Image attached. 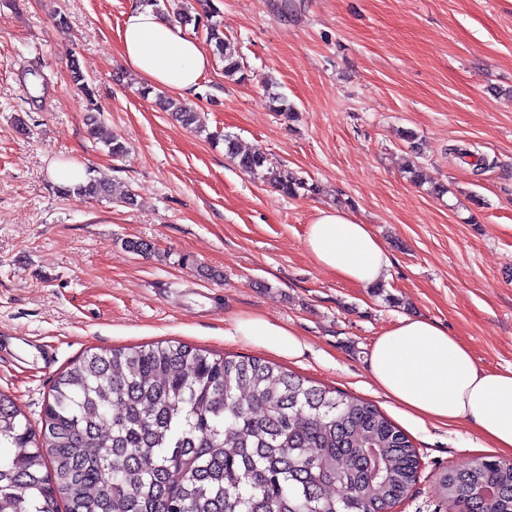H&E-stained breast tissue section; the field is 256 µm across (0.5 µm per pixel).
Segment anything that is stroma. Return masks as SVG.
I'll use <instances>...</instances> for the list:
<instances>
[{
	"mask_svg": "<svg viewBox=\"0 0 512 512\" xmlns=\"http://www.w3.org/2000/svg\"><path fill=\"white\" fill-rule=\"evenodd\" d=\"M136 2L0 0V391L37 427L58 374L89 350L178 341L262 358L374 404L420 461L395 512H448L442 477L493 448L466 422L414 420L374 385L367 353L417 315L482 368L512 370V0H168L199 14L213 5L248 74L228 80L214 62L186 100L201 133L143 98L122 60L118 32ZM74 60L102 109L92 135ZM228 134L317 192L289 198L243 173ZM115 136L120 159L106 147ZM452 146L489 169L474 174ZM64 161L131 190L135 205L61 194L51 169ZM327 206L380 235L392 259L381 286L314 263L305 231ZM129 240L155 251L135 254ZM248 313L293 329L301 353L237 336Z\"/></svg>",
	"mask_w": 512,
	"mask_h": 512,
	"instance_id": "35a3bbf8",
	"label": "stroma"
}]
</instances>
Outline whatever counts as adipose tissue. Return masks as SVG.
I'll return each instance as SVG.
<instances>
[{
	"mask_svg": "<svg viewBox=\"0 0 512 512\" xmlns=\"http://www.w3.org/2000/svg\"><path fill=\"white\" fill-rule=\"evenodd\" d=\"M120 48L133 76L181 97L195 93L212 67L209 53L179 23L139 4L126 14ZM305 244L319 267L347 283L369 288L389 277L384 243L348 211L317 209ZM236 332L291 355L302 348L293 330L259 313L240 316ZM368 368L374 384L415 418L468 422L491 447L512 455V370L481 368L470 349L436 323L400 318L374 340Z\"/></svg>",
	"mask_w": 512,
	"mask_h": 512,
	"instance_id": "1",
	"label": "adipose tissue"
}]
</instances>
